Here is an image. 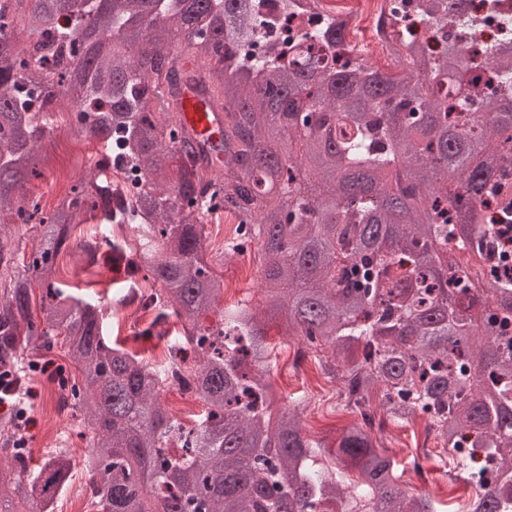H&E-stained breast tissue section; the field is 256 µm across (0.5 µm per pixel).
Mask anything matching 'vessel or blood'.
I'll return each instance as SVG.
<instances>
[{
	"instance_id": "vessel-or-blood-1",
	"label": "vessel or blood",
	"mask_w": 512,
	"mask_h": 512,
	"mask_svg": "<svg viewBox=\"0 0 512 512\" xmlns=\"http://www.w3.org/2000/svg\"><path fill=\"white\" fill-rule=\"evenodd\" d=\"M176 108L183 126L196 143L205 147L212 162H221L224 115L213 108L195 81L181 84L176 97Z\"/></svg>"
}]
</instances>
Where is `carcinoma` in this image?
I'll use <instances>...</instances> for the list:
<instances>
[{"label": "carcinoma", "instance_id": "carcinoma-1", "mask_svg": "<svg viewBox=\"0 0 512 512\" xmlns=\"http://www.w3.org/2000/svg\"><path fill=\"white\" fill-rule=\"evenodd\" d=\"M415 23L439 32L461 0H413ZM327 24L309 40L336 48ZM73 21L62 29L59 21ZM253 0H15L0 2V227L36 224L24 268L0 237V369L26 387L37 354L63 336L79 378L69 392L91 433L85 466L100 512H440L399 483L380 438L356 420L336 431L334 461L357 470L347 490L318 465L300 425L303 400L274 408L267 381V316L309 348L325 346V375L345 407L373 399L394 425L428 416L459 474L476 491L467 512L512 501V275L470 288L460 255L496 234L488 197L512 168V44L490 51L498 86L483 97L450 57L436 63L403 41L396 71L376 64L290 62L258 39ZM194 63L184 69L175 46ZM199 77L224 114V164L182 127L173 102ZM69 100L71 125L104 149L103 163L71 177L47 212L26 184L37 150ZM133 177L135 244L112 262L159 285L157 329L177 318L183 345L169 366L207 409L191 426L160 398L158 369L104 335V310L55 286L70 226L124 219L108 171ZM231 215L258 244L264 313L247 306L202 316L224 295L204 258L206 215ZM42 289L39 314L33 285ZM197 353L185 365V347ZM479 375H474V372ZM17 424L0 429V512H55L72 480L69 449L30 465Z\"/></svg>", "mask_w": 512, "mask_h": 512}]
</instances>
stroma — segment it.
<instances>
[{"mask_svg": "<svg viewBox=\"0 0 512 512\" xmlns=\"http://www.w3.org/2000/svg\"><path fill=\"white\" fill-rule=\"evenodd\" d=\"M43 145L47 151V161L41 168L40 177L31 181L29 191L39 197L43 207L48 209L67 189L64 173L89 169L90 158L96 150L91 146L78 145L66 121L60 122L58 132L46 133ZM209 257L219 263L228 285L224 305L245 301L252 307H261V274L253 254L213 251ZM84 258V253L76 244L69 245L59 257V282L66 294L104 306L116 298L118 292L131 285V277L126 274L124 267L113 266L108 252H101L97 263L87 268L82 265ZM148 322L145 316L135 315L129 319L111 317L107 320V332L113 341L149 364H164L168 357L169 341L179 335L182 326L176 321H169L164 337L159 338L147 334ZM265 332L266 341L273 350L270 376L278 397L294 394L305 398L302 413L305 435L317 440L333 435L338 428L348 424L352 416L344 407L342 387L323 375L317 359H309L303 369L294 368L292 361L297 351L304 347L302 340L286 336L274 320L267 322ZM38 361L41 369L31 383L33 395L28 400L26 439L29 453L37 460L58 443H65L72 454L75 473L72 482L58 496L56 510L97 512L90 497L89 478L83 462L86 428L78 414H70L64 419L56 409V399L61 392L58 380L63 375L74 376L75 365L60 343L54 344L50 351L41 353ZM428 427V419L420 415L407 426H387L381 436L382 445L398 463L401 483L405 488L413 486L406 475L411 464L410 452L416 443L426 437ZM425 470L428 477L426 492L442 506L454 510L472 496V487L457 480L446 451H432L425 463Z\"/></svg>", "mask_w": 512, "mask_h": 512, "instance_id": "35a3bbf8", "label": "stroma"}]
</instances>
